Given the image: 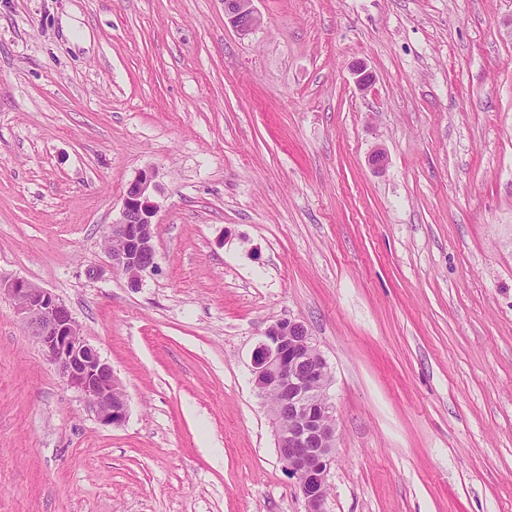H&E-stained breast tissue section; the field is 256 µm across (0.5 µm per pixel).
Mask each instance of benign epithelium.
<instances>
[{"instance_id":"1","label":"benign epithelium","mask_w":512,"mask_h":512,"mask_svg":"<svg viewBox=\"0 0 512 512\" xmlns=\"http://www.w3.org/2000/svg\"><path fill=\"white\" fill-rule=\"evenodd\" d=\"M225 22L245 38L262 24L254 0H224ZM153 175L142 172L126 189L121 219L112 224L106 246L112 268L137 288L156 268L152 200ZM10 295L16 312L27 322L46 358L58 367L69 386L80 392L96 419L121 426L128 412L123 386L112 367L85 340L65 303L52 292L25 280H0V294ZM252 381L265 397L278 398L268 407L276 448L288 474L296 480L308 512H322L328 476L334 462L335 410L327 396L328 363L305 325L284 318L261 334L251 356Z\"/></svg>"}]
</instances>
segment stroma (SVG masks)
<instances>
[{
    "instance_id": "stroma-1",
    "label": "stroma",
    "mask_w": 512,
    "mask_h": 512,
    "mask_svg": "<svg viewBox=\"0 0 512 512\" xmlns=\"http://www.w3.org/2000/svg\"><path fill=\"white\" fill-rule=\"evenodd\" d=\"M254 5L242 38L224 0H0V278L128 399L99 423L1 294L0 512H307L250 372L288 317L333 376L323 512H512V0ZM153 175L142 172L126 189L121 219L106 235L112 269L124 274L130 288H139L156 268L154 224L157 205L152 200Z\"/></svg>"
}]
</instances>
